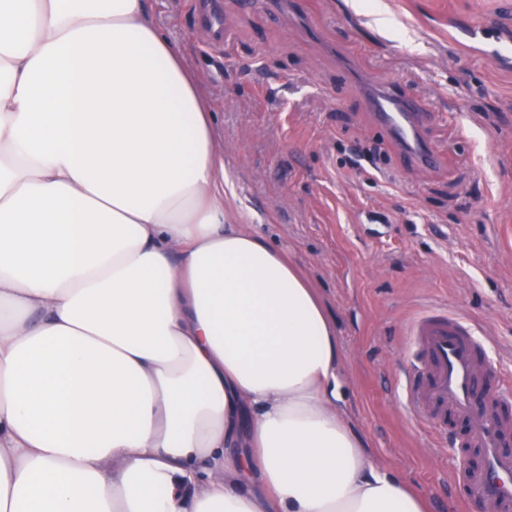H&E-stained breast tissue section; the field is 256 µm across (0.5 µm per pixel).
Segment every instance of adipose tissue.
<instances>
[{"mask_svg":"<svg viewBox=\"0 0 512 512\" xmlns=\"http://www.w3.org/2000/svg\"><path fill=\"white\" fill-rule=\"evenodd\" d=\"M227 211L149 0H0V512H427L318 288Z\"/></svg>","mask_w":512,"mask_h":512,"instance_id":"1","label":"adipose tissue"}]
</instances>
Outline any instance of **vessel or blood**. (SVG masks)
<instances>
[{"mask_svg": "<svg viewBox=\"0 0 512 512\" xmlns=\"http://www.w3.org/2000/svg\"><path fill=\"white\" fill-rule=\"evenodd\" d=\"M198 20L209 28L215 42L225 41L222 17L212 0H204ZM463 34L484 43L486 52L502 63L512 62L511 31L499 30L490 42L476 28L464 29ZM365 105L372 123L416 164L427 169L439 166V153L418 133L425 115L416 97L387 87L367 96ZM406 336L409 368L404 375V398L409 414L438 428L442 440L447 434L440 425L447 415L465 420L470 426L465 445L481 449L484 456L482 469L461 475L468 501L489 502L495 512H512V453L505 451L503 442L512 426L497 412L500 404L512 403V388L480 391L479 371L495 370L496 365L480 339L479 327L466 316L432 306L409 321Z\"/></svg>", "mask_w": 512, "mask_h": 512, "instance_id": "vessel-or-blood-1", "label": "vessel or blood"}]
</instances>
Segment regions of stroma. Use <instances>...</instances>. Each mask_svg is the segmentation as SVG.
Instances as JSON below:
<instances>
[{
    "instance_id": "35a3bbf8",
    "label": "stroma",
    "mask_w": 512,
    "mask_h": 512,
    "mask_svg": "<svg viewBox=\"0 0 512 512\" xmlns=\"http://www.w3.org/2000/svg\"><path fill=\"white\" fill-rule=\"evenodd\" d=\"M225 47L197 0H151L196 73L224 155L230 220L293 257L336 321L339 379L375 462L462 512L454 446L401 399L405 329L443 305L480 328L512 375V65L470 55L449 19L512 27L504 0H218ZM382 11L388 27L375 24ZM417 94L439 167L412 162L372 124L355 82Z\"/></svg>"
}]
</instances>
